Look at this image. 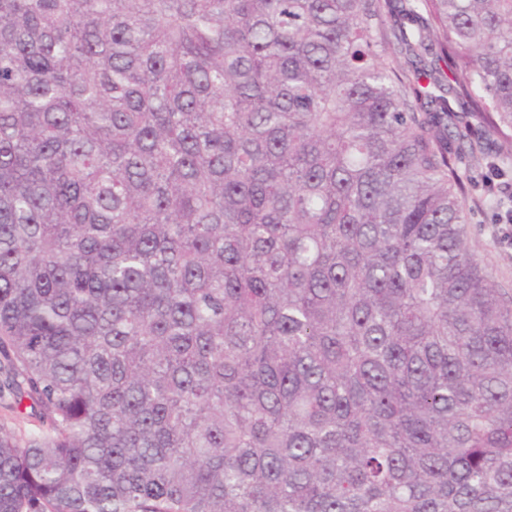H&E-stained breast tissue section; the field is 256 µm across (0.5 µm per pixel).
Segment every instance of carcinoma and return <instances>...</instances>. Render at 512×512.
<instances>
[{"label": "carcinoma", "instance_id": "1", "mask_svg": "<svg viewBox=\"0 0 512 512\" xmlns=\"http://www.w3.org/2000/svg\"><path fill=\"white\" fill-rule=\"evenodd\" d=\"M508 155L512 0H0V512H512ZM487 173V169L470 171V194L475 201L470 200V237L475 251L488 265L495 282L502 288L512 289V241H508L505 235L509 228L506 224L512 223L510 212L504 216L498 214V221L505 220L506 224H494L498 209L488 202V191L482 185ZM4 375L0 373V421H3L7 426L17 433L28 432L38 426V420L34 415H31L29 408V401H24L22 412L18 414L13 410L10 405L12 398L8 388L3 387ZM27 409L25 410V408Z\"/></svg>", "mask_w": 512, "mask_h": 512}]
</instances>
